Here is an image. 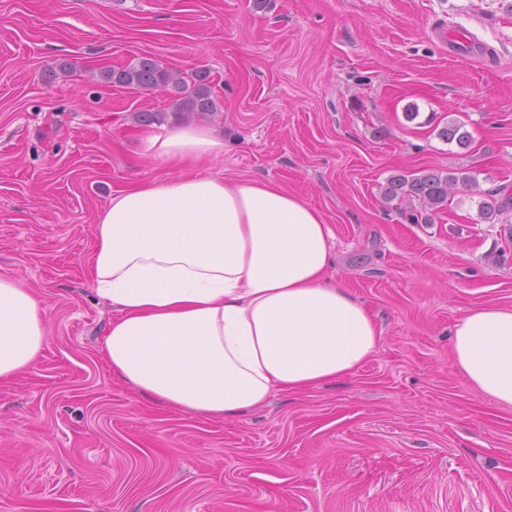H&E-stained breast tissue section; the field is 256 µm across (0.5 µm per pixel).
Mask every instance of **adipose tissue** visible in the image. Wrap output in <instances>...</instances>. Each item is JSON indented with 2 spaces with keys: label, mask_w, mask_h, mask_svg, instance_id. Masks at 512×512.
<instances>
[{
  "label": "adipose tissue",
  "mask_w": 512,
  "mask_h": 512,
  "mask_svg": "<svg viewBox=\"0 0 512 512\" xmlns=\"http://www.w3.org/2000/svg\"><path fill=\"white\" fill-rule=\"evenodd\" d=\"M145 141L179 173L114 194L98 219L91 279L114 311L102 344L113 374L170 409L230 417L365 363L380 332L324 281L323 215L275 182L197 172L224 152L207 126ZM47 340L38 299L0 276V380L34 366ZM452 355L471 387L512 408V306L470 309Z\"/></svg>",
  "instance_id": "adipose-tissue-1"
}]
</instances>
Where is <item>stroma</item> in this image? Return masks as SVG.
Instances as JSON below:
<instances>
[{
  "label": "stroma",
  "mask_w": 512,
  "mask_h": 512,
  "mask_svg": "<svg viewBox=\"0 0 512 512\" xmlns=\"http://www.w3.org/2000/svg\"><path fill=\"white\" fill-rule=\"evenodd\" d=\"M485 44L452 51L441 30ZM148 55L209 72L224 140L205 171L302 194L331 227L328 283L382 334L352 375L224 419L176 412L113 375L92 290L113 194L169 177L143 111L168 90L107 87ZM72 63L62 73L61 63ZM418 116L406 117L408 108ZM461 125L468 147L439 132ZM467 172L432 223L391 177ZM512 0H0V276L49 338L0 382V512H512V410L451 358L457 321L512 306ZM488 196L490 202H484L480 210L484 219L493 222L496 217L512 212V192L508 185L494 189Z\"/></svg>",
  "instance_id": "35a3bbf8"
}]
</instances>
